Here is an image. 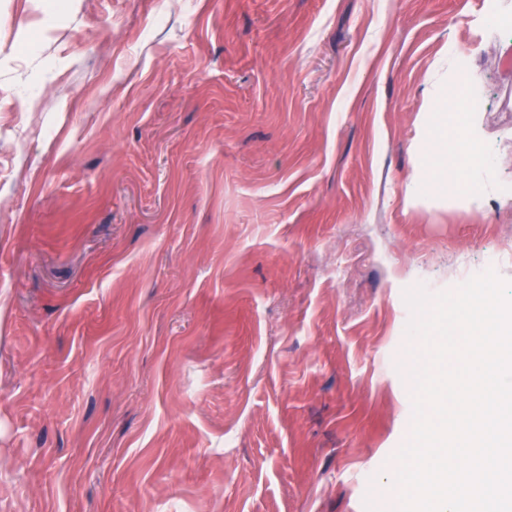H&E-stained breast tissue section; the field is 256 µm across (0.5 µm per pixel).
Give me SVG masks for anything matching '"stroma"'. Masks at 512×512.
I'll list each match as a JSON object with an SVG mask.
<instances>
[{"label": "stroma", "instance_id": "1", "mask_svg": "<svg viewBox=\"0 0 512 512\" xmlns=\"http://www.w3.org/2000/svg\"><path fill=\"white\" fill-rule=\"evenodd\" d=\"M467 57L502 191L406 198ZM512 0H0V512H396L406 289L512 282Z\"/></svg>", "mask_w": 512, "mask_h": 512}]
</instances>
